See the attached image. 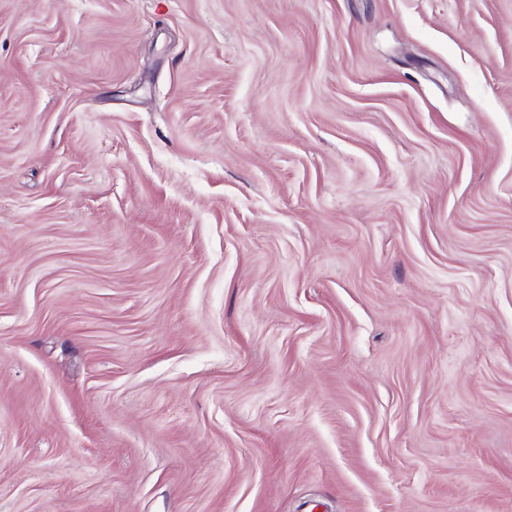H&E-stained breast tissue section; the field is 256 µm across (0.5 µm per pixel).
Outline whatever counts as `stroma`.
<instances>
[{
	"label": "stroma",
	"instance_id": "1",
	"mask_svg": "<svg viewBox=\"0 0 512 512\" xmlns=\"http://www.w3.org/2000/svg\"><path fill=\"white\" fill-rule=\"evenodd\" d=\"M0 512H512V0H0Z\"/></svg>",
	"mask_w": 512,
	"mask_h": 512
}]
</instances>
